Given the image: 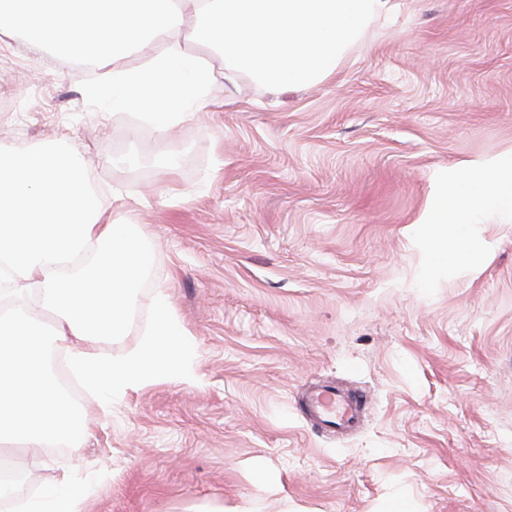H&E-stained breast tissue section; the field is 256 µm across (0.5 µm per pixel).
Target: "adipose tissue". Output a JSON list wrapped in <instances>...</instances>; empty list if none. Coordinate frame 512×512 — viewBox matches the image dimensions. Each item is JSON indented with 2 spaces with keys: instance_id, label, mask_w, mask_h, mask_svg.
<instances>
[{
  "instance_id": "ef3b65f1",
  "label": "adipose tissue",
  "mask_w": 512,
  "mask_h": 512,
  "mask_svg": "<svg viewBox=\"0 0 512 512\" xmlns=\"http://www.w3.org/2000/svg\"><path fill=\"white\" fill-rule=\"evenodd\" d=\"M449 204L428 213L431 259H471L461 225L489 209L512 206V168L467 160L442 178ZM452 237L455 250L443 249ZM149 257L130 225L113 222L85 173L62 145L0 149V446H78L70 398L43 360L63 352L89 395L108 401L159 379H189L191 337L164 291L151 301L153 323L124 354L101 351L105 336L124 335L128 301Z\"/></svg>"
}]
</instances>
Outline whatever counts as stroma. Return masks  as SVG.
Instances as JSON below:
<instances>
[{
	"label": "stroma",
	"mask_w": 512,
	"mask_h": 512,
	"mask_svg": "<svg viewBox=\"0 0 512 512\" xmlns=\"http://www.w3.org/2000/svg\"><path fill=\"white\" fill-rule=\"evenodd\" d=\"M87 71L0 41V148L67 141L112 219L151 252L120 355L164 289L196 382L103 413L80 451L10 448L43 499L83 512H512V216L483 212L467 265L430 262L438 174L512 165V0H401L330 78L271 94L216 82L168 136L88 107ZM364 391L362 426L301 398ZM86 490L73 488L65 491H50L46 496V505L21 503L20 508L27 512H81Z\"/></svg>",
	"instance_id": "stroma-1"
}]
</instances>
